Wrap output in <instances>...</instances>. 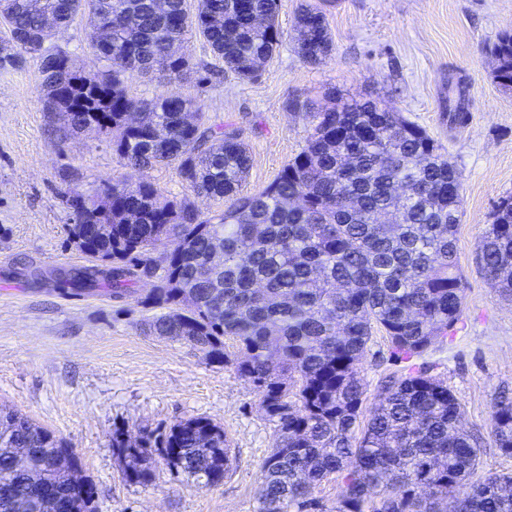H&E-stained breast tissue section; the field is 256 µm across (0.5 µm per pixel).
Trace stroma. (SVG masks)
Masks as SVG:
<instances>
[{
    "label": "stroma",
    "instance_id": "obj_1",
    "mask_svg": "<svg viewBox=\"0 0 512 512\" xmlns=\"http://www.w3.org/2000/svg\"><path fill=\"white\" fill-rule=\"evenodd\" d=\"M333 39L318 65L304 62L284 42L253 80L225 70L202 37L183 47L193 73L168 83L149 77L128 82L130 95L171 92L194 100L212 125L239 130L252 158L243 185L256 194L305 146V112L287 110L299 99L326 106L328 90L342 99L376 98L424 129L460 173L461 221L456 234L465 279L461 316L446 338L413 367H430L461 404V425L482 437L475 473L512 472L492 436L493 405L512 393V302L487 284L478 246L502 196L512 194V90L495 77L491 48L512 30V0H325ZM84 20L60 31L55 45L69 49L76 69L98 70ZM461 84L467 116L452 122L448 87ZM57 116L40 100L35 61L0 71V404L64 438L96 491L98 512H256L273 424L259 408L260 393L230 363L210 364L187 345L151 335L154 314L141 297L151 281L117 301L103 287L77 295L63 284L85 263L69 243L65 195L103 180L143 179L164 194L196 202L204 216L224 210L222 199L196 197L171 167L129 169L95 132L62 136ZM388 343L375 337L361 360L365 407L377 385L401 372ZM206 417L221 425L233 448L223 482L200 487L186 475L160 471L154 484L124 480L112 447L114 428L158 432L175 422Z\"/></svg>",
    "mask_w": 512,
    "mask_h": 512
}]
</instances>
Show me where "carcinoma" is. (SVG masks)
I'll return each mask as SVG.
<instances>
[{
	"label": "carcinoma",
	"mask_w": 512,
	"mask_h": 512,
	"mask_svg": "<svg viewBox=\"0 0 512 512\" xmlns=\"http://www.w3.org/2000/svg\"><path fill=\"white\" fill-rule=\"evenodd\" d=\"M281 0H0L8 35L0 70L26 54L37 63L44 107L63 132L94 130L112 141L127 167H173L197 195L224 198V212L202 217L195 204L155 184L102 182L72 190L69 241L93 262L65 283L101 284L112 297L153 280L140 304L166 312L148 320L155 336L185 343L219 366L226 341L236 369L260 391L275 435L257 488V512H318L316 488L344 473L334 512H512V474L471 480L481 464L479 437L460 427L461 405L445 381L420 367L380 382L362 428L367 383L360 361L374 334H386L400 360L422 356L459 320L464 275L455 241L461 216L454 165L425 130L372 99H350L309 113L305 148L263 191L241 194L250 165L235 131L207 124L194 101L178 94L136 98L129 79L167 82L191 70L180 46L202 37L241 79L255 78L285 39L318 65L333 43L323 8H302L293 34L278 23ZM86 18L88 45L101 69L70 65L46 41L52 22ZM495 79L512 88V33L494 47ZM92 224H109L106 235ZM165 249L161 262L151 253ZM490 287L512 298V195L499 199L480 248ZM496 447L512 455V399L493 406ZM116 428L112 447L126 481L155 482L163 467L201 486L230 469L224 429L194 417L131 444ZM80 459L54 432L0 405V512H97L92 484L58 467ZM44 476L40 486L27 471Z\"/></svg>",
	"instance_id": "carcinoma-1"
}]
</instances>
